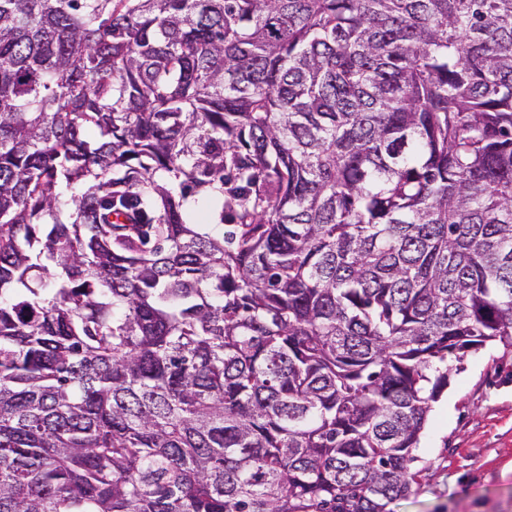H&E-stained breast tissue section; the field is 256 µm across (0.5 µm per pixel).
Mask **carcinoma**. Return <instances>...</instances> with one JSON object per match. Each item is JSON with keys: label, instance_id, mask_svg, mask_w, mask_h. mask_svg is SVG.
<instances>
[{"label": "carcinoma", "instance_id": "1", "mask_svg": "<svg viewBox=\"0 0 512 512\" xmlns=\"http://www.w3.org/2000/svg\"><path fill=\"white\" fill-rule=\"evenodd\" d=\"M488 344L512 0H0V512H391Z\"/></svg>", "mask_w": 512, "mask_h": 512}]
</instances>
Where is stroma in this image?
<instances>
[{"mask_svg": "<svg viewBox=\"0 0 512 512\" xmlns=\"http://www.w3.org/2000/svg\"><path fill=\"white\" fill-rule=\"evenodd\" d=\"M448 366L417 451L420 486L393 512H512V349L489 346Z\"/></svg>", "mask_w": 512, "mask_h": 512, "instance_id": "35a3bbf8", "label": "stroma"}]
</instances>
